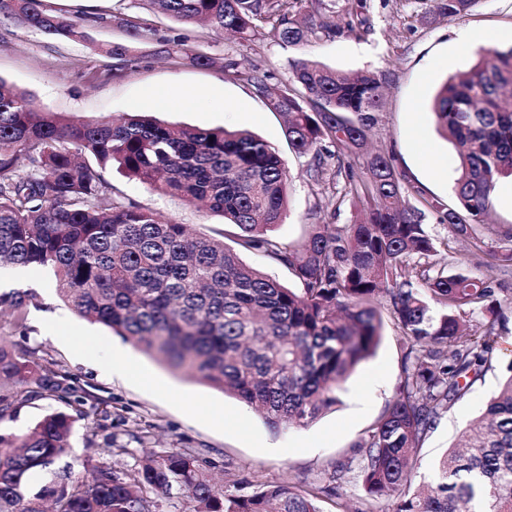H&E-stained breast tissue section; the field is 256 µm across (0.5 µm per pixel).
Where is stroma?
<instances>
[{"mask_svg":"<svg viewBox=\"0 0 512 512\" xmlns=\"http://www.w3.org/2000/svg\"><path fill=\"white\" fill-rule=\"evenodd\" d=\"M47 7L87 17L90 41L63 42L11 20L0 21V79L31 94L42 108L71 121H107L126 113H149L170 123L203 129L248 130L274 145L291 175L287 216L275 229L285 243L302 242L310 224H348L360 209L352 198L337 201L333 189L313 185L310 156L296 155L285 138L282 118L266 99L242 83L225 80L226 58L241 66L263 62L268 85L285 77L287 58L307 56L336 70L374 71L386 76L385 112L373 129L374 146L385 149L405 172L411 186L428 197L456 205L454 182L459 167L455 146L441 135L431 112L432 100L445 80L471 68L481 48L476 33L497 36L512 30V0H480L462 18L432 16L427 0H371L374 32L367 39L339 38L296 50H283L258 39L239 42L218 37L201 25H180L155 16L147 0H44ZM148 26L131 64L113 76L114 61L98 47L125 40L112 15ZM180 39L208 56L216 66L198 67L161 58L159 38ZM181 94L179 108L164 107L161 93ZM105 180L113 191L197 233L219 239L220 214L198 207L135 178L109 169ZM479 273L502 302L505 326L484 371L464 398L450 405L423 442L416 480L430 482L433 463L482 411L501 381L512 373V275L497 269ZM18 288L38 294L24 326L0 317V336L36 351L42 361L67 378L71 403L44 398L22 405L6 429L25 431L45 414L67 411L78 421L66 458L74 473L85 476V460L113 445L112 461L137 464L146 451L194 448L215 465L217 476L236 475L235 493L249 495L274 483H332L335 467L356 464L357 445L395 397L403 375L405 348L390 316H383L382 340L339 391L338 404L307 426L264 423L235 396L186 373L168 368L137 348H130L134 369L112 374V348L121 336L89 322L57 296L49 269L29 268ZM148 370L159 386L144 384Z\"/></svg>","mask_w":512,"mask_h":512,"instance_id":"stroma-1","label":"stroma"}]
</instances>
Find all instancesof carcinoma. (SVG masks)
<instances>
[{"mask_svg": "<svg viewBox=\"0 0 512 512\" xmlns=\"http://www.w3.org/2000/svg\"><path fill=\"white\" fill-rule=\"evenodd\" d=\"M174 21L204 23L242 42L269 39L282 49L324 38L364 39L373 32L367 0H345L341 16L326 0H148ZM433 14L464 17L480 0H434ZM0 16L67 41L89 38L82 22L43 0H0ZM128 40L101 48L131 62L144 36L119 12ZM175 62L208 66L212 58L170 40ZM224 79L252 87L286 118L298 154H312L318 186L362 204L350 224H310L295 248L272 234L286 213L289 174L277 150L248 131L198 129L129 115L70 123L0 79V267L49 268L57 293L79 316L104 324L169 368L183 371L254 408L271 426H305L336 405L337 390L373 355L386 303L407 357L398 396L358 444L356 480L372 500L393 499L390 512H512L511 375L438 461L425 490L412 488L420 441L484 368L503 327L500 301L486 280L434 260L453 253L435 239L426 217L454 238L472 241L482 264L512 269V248L483 249L506 232L485 223L500 179L512 177V47L483 49L471 69L448 79L431 111L458 146L456 206L410 192L405 174L383 149L364 150L380 118L384 78L344 74L304 57L287 59V75L270 91L261 66L224 60ZM363 177H354L353 165ZM124 173L164 193L200 202L224 216V242L189 232L112 193L104 171ZM257 252L286 268L291 289L246 265ZM31 290L0 291V311L21 319L36 304ZM72 387L32 352L0 343V424L17 414L23 394L66 402ZM76 418L44 415L29 429L0 430V512H161L186 498L191 512H323L320 498L349 502L314 483L268 485L236 495L215 484L212 462L184 448L153 451L135 467L86 460L87 477L69 470L33 492L28 477L69 451Z\"/></svg>", "mask_w": 512, "mask_h": 512, "instance_id": "obj_1", "label": "carcinoma"}]
</instances>
